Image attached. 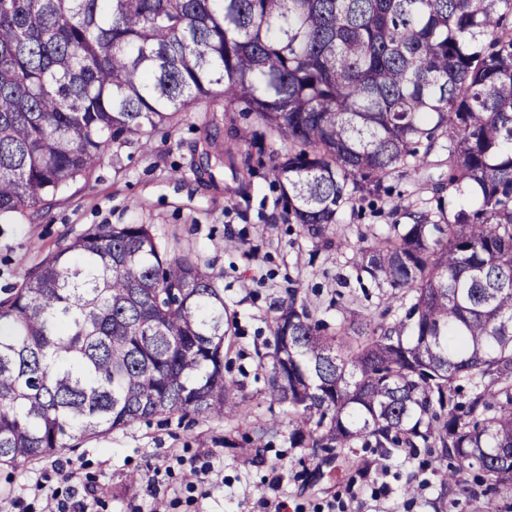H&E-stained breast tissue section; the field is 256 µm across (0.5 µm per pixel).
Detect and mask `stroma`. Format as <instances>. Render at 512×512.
Here are the masks:
<instances>
[{"mask_svg": "<svg viewBox=\"0 0 512 512\" xmlns=\"http://www.w3.org/2000/svg\"><path fill=\"white\" fill-rule=\"evenodd\" d=\"M247 104L200 98L175 126L155 130L147 144L122 145L119 164L104 162L88 179L37 214L0 219V298L49 253L92 224H149L169 254H187L219 277L232 349L224 369L236 401L251 417L276 418L278 427L256 443L235 413L161 416L97 437H81L60 456L0 465V494L30 499L29 486L48 478L66 490L54 472L69 461L79 481L101 488L106 512H147L148 480L159 475L167 512H268L264 503L283 500L288 512H483V497L444 492L445 469L407 453L381 460L368 448L310 455L291 447L287 405L267 390L272 365L271 319L288 289L296 288L316 308L329 331L353 312L388 306L387 289L357 282L352 252L301 233L288 219L270 156L286 150ZM388 194L347 206L341 226L350 238L384 233L401 222L393 210L398 194L433 202L431 186L388 179ZM239 245L226 247L227 238ZM213 466L210 485L189 488L193 467ZM425 482L406 487L414 473ZM136 481H129V474Z\"/></svg>", "mask_w": 512, "mask_h": 512, "instance_id": "1", "label": "stroma"}]
</instances>
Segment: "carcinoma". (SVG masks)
<instances>
[{"mask_svg": "<svg viewBox=\"0 0 512 512\" xmlns=\"http://www.w3.org/2000/svg\"><path fill=\"white\" fill-rule=\"evenodd\" d=\"M512 0H0V217L39 210L201 97L288 143L287 213L400 314L335 334L288 289L268 390L299 448H429L512 492ZM446 166L434 210L350 245L344 205ZM151 224H93L0 299V464L184 413L221 419L224 289Z\"/></svg>", "mask_w": 512, "mask_h": 512, "instance_id": "cac0c4a2", "label": "carcinoma"}]
</instances>
